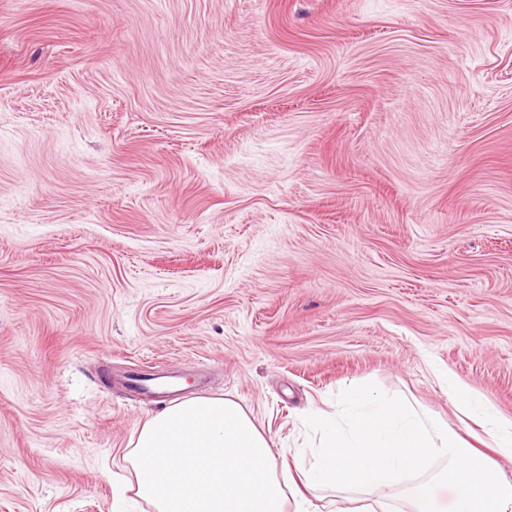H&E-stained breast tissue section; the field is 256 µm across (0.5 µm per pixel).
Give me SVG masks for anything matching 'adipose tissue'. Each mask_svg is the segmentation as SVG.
Returning <instances> with one entry per match:
<instances>
[{
    "instance_id": "ef3b65f1",
    "label": "adipose tissue",
    "mask_w": 512,
    "mask_h": 512,
    "mask_svg": "<svg viewBox=\"0 0 512 512\" xmlns=\"http://www.w3.org/2000/svg\"><path fill=\"white\" fill-rule=\"evenodd\" d=\"M445 386L459 412L489 426L488 447L512 457V419L454 381ZM310 420L318 446L282 471L271 439L238 403L184 400L147 420L128 450L136 495L156 512H321L313 491L357 487L378 496L336 512H390L400 485L438 462L441 471L411 491L410 512H512V478L400 400L360 385L337 401L334 416Z\"/></svg>"
}]
</instances>
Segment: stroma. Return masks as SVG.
I'll return each instance as SVG.
<instances>
[{"mask_svg": "<svg viewBox=\"0 0 512 512\" xmlns=\"http://www.w3.org/2000/svg\"><path fill=\"white\" fill-rule=\"evenodd\" d=\"M138 370L280 461L360 383L512 419V0H0V512H154Z\"/></svg>", "mask_w": 512, "mask_h": 512, "instance_id": "1", "label": "stroma"}]
</instances>
